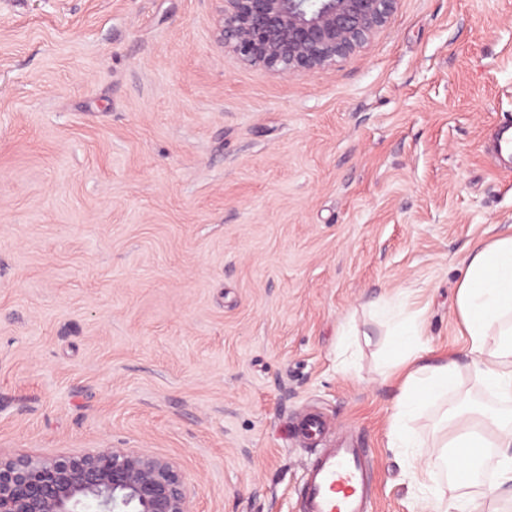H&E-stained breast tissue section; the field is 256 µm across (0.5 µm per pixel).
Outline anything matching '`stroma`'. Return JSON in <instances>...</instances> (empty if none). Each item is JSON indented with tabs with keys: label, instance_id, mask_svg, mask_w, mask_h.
Masks as SVG:
<instances>
[{
	"label": "stroma",
	"instance_id": "stroma-1",
	"mask_svg": "<svg viewBox=\"0 0 512 512\" xmlns=\"http://www.w3.org/2000/svg\"><path fill=\"white\" fill-rule=\"evenodd\" d=\"M220 8L0 0V456L134 448L191 512H300L317 413L368 448L370 512H420L368 305L467 362L459 264L512 225V0H399L302 77L240 63ZM492 480L434 475L512 512Z\"/></svg>",
	"mask_w": 512,
	"mask_h": 512
}]
</instances>
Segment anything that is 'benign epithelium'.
I'll list each match as a JSON object with an SVG mask.
<instances>
[{
  "mask_svg": "<svg viewBox=\"0 0 512 512\" xmlns=\"http://www.w3.org/2000/svg\"><path fill=\"white\" fill-rule=\"evenodd\" d=\"M215 37L241 62L304 76L384 27L398 0H221ZM0 512H190L177 467L132 448L0 458Z\"/></svg>",
  "mask_w": 512,
  "mask_h": 512,
  "instance_id": "benign-epithelium-1",
  "label": "benign epithelium"
}]
</instances>
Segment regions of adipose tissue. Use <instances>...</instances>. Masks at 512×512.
I'll list each match as a JSON object with an SVG mask.
<instances>
[{
  "label": "adipose tissue",
  "mask_w": 512,
  "mask_h": 512,
  "mask_svg": "<svg viewBox=\"0 0 512 512\" xmlns=\"http://www.w3.org/2000/svg\"><path fill=\"white\" fill-rule=\"evenodd\" d=\"M372 307L388 319L386 344L396 355L392 369L405 372L389 417L388 445L411 449L420 461L416 484L430 512H466L462 501L427 484L437 466L426 453L430 446L455 449L452 465L462 476L494 459L493 491L512 492V231L476 243L461 264L454 312L468 341L469 363L432 356L423 339L424 317L404 304L385 298ZM469 380L493 404L460 410L427 434L416 429L425 408L447 400Z\"/></svg>",
  "instance_id": "adipose-tissue-1"
}]
</instances>
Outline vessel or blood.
<instances>
[{"label":"vessel or blood","mask_w":512,"mask_h":512,"mask_svg":"<svg viewBox=\"0 0 512 512\" xmlns=\"http://www.w3.org/2000/svg\"><path fill=\"white\" fill-rule=\"evenodd\" d=\"M368 466L362 449L351 446L321 452L302 489L304 512H367Z\"/></svg>","instance_id":"obj_1"}]
</instances>
